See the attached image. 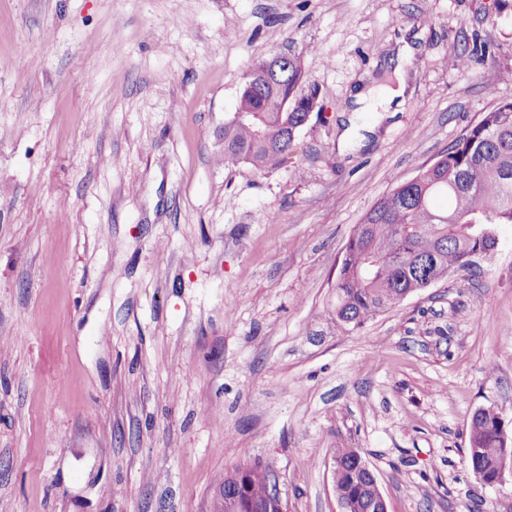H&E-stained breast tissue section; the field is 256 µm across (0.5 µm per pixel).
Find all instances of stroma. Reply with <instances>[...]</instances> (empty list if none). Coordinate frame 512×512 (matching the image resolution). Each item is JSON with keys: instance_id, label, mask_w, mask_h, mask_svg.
I'll use <instances>...</instances> for the list:
<instances>
[{"instance_id": "35a3bbf8", "label": "stroma", "mask_w": 512, "mask_h": 512, "mask_svg": "<svg viewBox=\"0 0 512 512\" xmlns=\"http://www.w3.org/2000/svg\"><path fill=\"white\" fill-rule=\"evenodd\" d=\"M402 39L403 110L346 128ZM288 51L319 94L292 154L218 163ZM509 71L512 0H0V512H219L256 462L288 512H340L338 448L389 512H512L468 458L478 409L512 437V224L477 271L334 312L354 226Z\"/></svg>"}]
</instances>
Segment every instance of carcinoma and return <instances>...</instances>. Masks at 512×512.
I'll return each mask as SVG.
<instances>
[{"label": "carcinoma", "instance_id": "cac0c4a2", "mask_svg": "<svg viewBox=\"0 0 512 512\" xmlns=\"http://www.w3.org/2000/svg\"><path fill=\"white\" fill-rule=\"evenodd\" d=\"M307 75L299 54L288 74L238 102L248 114L224 123V165L249 164L268 171L292 151L311 97L302 94ZM512 224V100L483 113L435 163L383 195L347 241L336 279V319L357 329L395 308L433 278L469 268V257L488 259L498 246L496 225ZM499 413L482 408L469 428V461L492 475L502 438ZM336 489L363 500L370 474L355 448H337Z\"/></svg>", "mask_w": 512, "mask_h": 512}]
</instances>
